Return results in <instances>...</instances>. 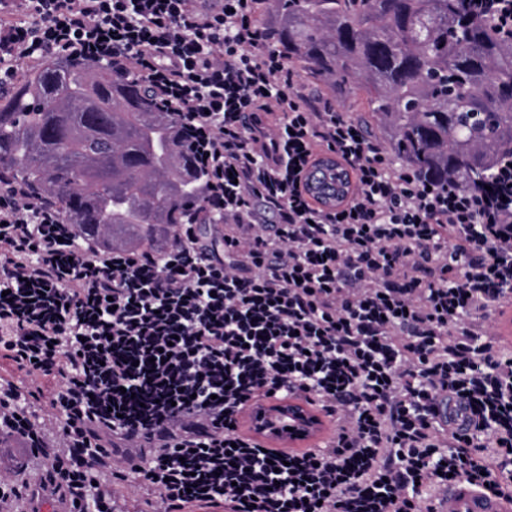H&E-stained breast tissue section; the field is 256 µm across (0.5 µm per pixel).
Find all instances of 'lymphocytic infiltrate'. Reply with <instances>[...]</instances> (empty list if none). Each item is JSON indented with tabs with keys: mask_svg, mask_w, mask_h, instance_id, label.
Returning <instances> with one entry per match:
<instances>
[{
	"mask_svg": "<svg viewBox=\"0 0 512 512\" xmlns=\"http://www.w3.org/2000/svg\"><path fill=\"white\" fill-rule=\"evenodd\" d=\"M256 2L0 0V89L49 54L145 75L222 225L200 250L189 207L164 250L105 251L0 175V352L51 380L0 376V438L47 463L0 472V512L41 486L69 512H118L126 487L153 512H431L453 479L512 500V351L489 323L512 305V155L477 187L395 167L308 98ZM322 151L356 181L335 210L301 188ZM288 395L329 418L323 446L241 431Z\"/></svg>",
	"mask_w": 512,
	"mask_h": 512,
	"instance_id": "lymphocytic-infiltrate-1",
	"label": "lymphocytic infiltrate"
}]
</instances>
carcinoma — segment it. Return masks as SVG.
Segmentation results:
<instances>
[{"label":"carcinoma","instance_id":"carcinoma-1","mask_svg":"<svg viewBox=\"0 0 512 512\" xmlns=\"http://www.w3.org/2000/svg\"><path fill=\"white\" fill-rule=\"evenodd\" d=\"M257 17L332 96L358 75L357 122L438 186L473 185L512 152V41L461 0H259ZM150 97L135 72L82 57L26 69L0 97V167L81 235L107 230L102 247L150 243L206 195L178 122Z\"/></svg>","mask_w":512,"mask_h":512}]
</instances>
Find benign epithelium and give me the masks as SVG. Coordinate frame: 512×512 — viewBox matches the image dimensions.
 Segmentation results:
<instances>
[{"label":"benign epithelium","instance_id":"1","mask_svg":"<svg viewBox=\"0 0 512 512\" xmlns=\"http://www.w3.org/2000/svg\"><path fill=\"white\" fill-rule=\"evenodd\" d=\"M304 183L307 194L328 209L341 206L350 194L349 170L336 156L317 159L313 169L307 172ZM281 420L291 428L288 438L301 442V445L291 447L293 451L306 449V445L319 440L328 430L322 412L315 405L296 396L268 408H254L245 414L249 432L261 442L268 441L270 434L276 437L281 435Z\"/></svg>","mask_w":512,"mask_h":512}]
</instances>
